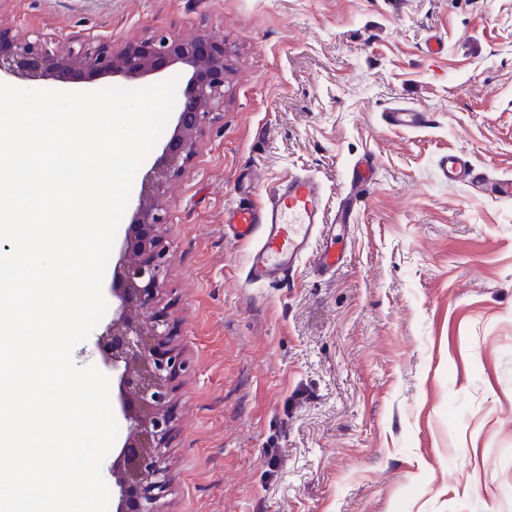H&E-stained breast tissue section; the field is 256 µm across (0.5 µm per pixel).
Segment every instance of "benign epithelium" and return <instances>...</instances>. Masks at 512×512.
<instances>
[{
    "label": "benign epithelium",
    "mask_w": 512,
    "mask_h": 512,
    "mask_svg": "<svg viewBox=\"0 0 512 512\" xmlns=\"http://www.w3.org/2000/svg\"><path fill=\"white\" fill-rule=\"evenodd\" d=\"M230 49L202 31L133 38L115 45L88 38L79 49L59 52L45 38L0 29V79L52 80L71 85L101 79H144L173 69L185 74L174 111V129L145 175L127 231L117 246L112 284V318L97 337L103 369L112 378V410L128 433L116 450L112 478L114 512H157L167 472L159 448L172 429L171 382L183 362L163 348L169 324L154 308L165 277L160 228L171 182L196 156L201 136L224 110Z\"/></svg>",
    "instance_id": "obj_1"
}]
</instances>
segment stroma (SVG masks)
<instances>
[{"mask_svg": "<svg viewBox=\"0 0 512 512\" xmlns=\"http://www.w3.org/2000/svg\"><path fill=\"white\" fill-rule=\"evenodd\" d=\"M0 28L233 52L166 203L157 308L185 368L158 512H512V199L436 167L512 176V0H0ZM394 106L432 121L388 128ZM367 156L344 264L246 285L224 233L244 175L311 173L331 213ZM440 178L445 182L464 183L484 190L488 195L512 198V177H490L486 172L473 166L462 154L444 155L437 161Z\"/></svg>", "mask_w": 512, "mask_h": 512, "instance_id": "35a3bbf8", "label": "stroma"}]
</instances>
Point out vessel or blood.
I'll use <instances>...</instances> for the list:
<instances>
[{
	"mask_svg": "<svg viewBox=\"0 0 512 512\" xmlns=\"http://www.w3.org/2000/svg\"><path fill=\"white\" fill-rule=\"evenodd\" d=\"M430 122V113L409 107H394L384 114L385 125L393 128H423ZM374 165L373 159L365 158L350 168L331 222L326 219L323 184L305 173L288 177L256 202L226 209L225 232L250 247L245 283L259 286L290 281L304 265L319 275L335 272L345 258L335 246L336 227L353 223L370 194L369 174ZM437 169L443 181L512 198V177H490L462 154L440 157Z\"/></svg>",
	"mask_w": 512,
	"mask_h": 512,
	"instance_id": "vessel-or-blood-1",
	"label": "vessel or blood"
}]
</instances>
